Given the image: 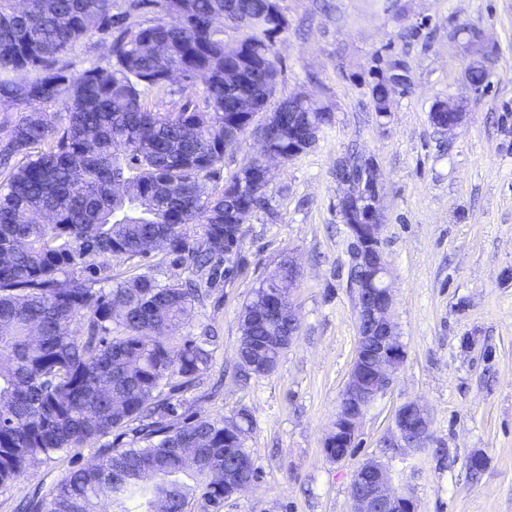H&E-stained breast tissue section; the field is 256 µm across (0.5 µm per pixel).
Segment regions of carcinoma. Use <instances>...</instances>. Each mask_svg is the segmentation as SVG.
Masks as SVG:
<instances>
[{"label":"carcinoma","instance_id":"obj_1","mask_svg":"<svg viewBox=\"0 0 512 512\" xmlns=\"http://www.w3.org/2000/svg\"><path fill=\"white\" fill-rule=\"evenodd\" d=\"M158 17L147 25L113 23L112 0H29L19 15L0 0V102L12 107L61 105L59 122L40 112L4 118L0 135V485L58 452L139 421V448L106 446L99 464L66 473L47 497L23 512H191L200 496L224 501L225 419H177L173 379L193 384L209 368L212 337L175 345L162 338L206 295L224 259L232 228L224 211L251 197L210 188L224 149L239 144L226 124L233 103L224 67L241 44L257 53L253 91L270 100L279 59L273 50L275 0H236L249 19L224 41V0H148ZM111 35L108 67L72 72L60 59L91 31ZM176 67L204 71L202 101L177 112H150L142 97L167 85ZM406 78L377 79L371 104L388 102ZM299 115L322 128L333 111L310 96L277 112L267 137L290 153L288 124ZM358 156L337 177L359 181ZM165 253L196 279L161 286L147 273L112 282V257ZM278 270L255 290L239 319L251 341L288 335V321L249 315L269 288H287ZM82 323L79 336L71 326Z\"/></svg>","mask_w":512,"mask_h":512}]
</instances>
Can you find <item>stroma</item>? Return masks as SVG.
Returning a JSON list of instances; mask_svg holds the SVG:
<instances>
[{
  "instance_id": "stroma-1",
  "label": "stroma",
  "mask_w": 512,
  "mask_h": 512,
  "mask_svg": "<svg viewBox=\"0 0 512 512\" xmlns=\"http://www.w3.org/2000/svg\"><path fill=\"white\" fill-rule=\"evenodd\" d=\"M287 26L274 38L280 60L274 98L312 93L336 120L316 144L276 166L269 207L248 215L227 273L170 333L178 343L213 335V362L173 393L182 416L248 414L245 447L255 482L219 506L191 512H351L355 471L375 459L418 512H512V0H278ZM480 31L492 48L489 86L468 95V55L453 28ZM402 63L407 85L388 117L371 107L376 75ZM202 82H173L143 95L151 112L179 111ZM467 97V117L448 135L433 104ZM370 158L381 184L380 249L395 294L405 350L388 391L368 409L353 451L333 462L332 429L358 336L349 231L338 213L336 168L350 153ZM298 276L291 298L300 334L276 369L244 375L239 313L284 262ZM113 280L149 273L159 285L190 272L173 257H114ZM416 399L430 415L422 448L392 446L394 414ZM137 422L52 455L0 485V512H18L32 491L48 494L98 450L130 447ZM481 454L472 471L468 459Z\"/></svg>"
}]
</instances>
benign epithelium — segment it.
<instances>
[{
  "label": "benign epithelium",
  "instance_id": "1",
  "mask_svg": "<svg viewBox=\"0 0 512 512\" xmlns=\"http://www.w3.org/2000/svg\"><path fill=\"white\" fill-rule=\"evenodd\" d=\"M245 85L244 68L224 71V87L238 91ZM433 109L448 115L446 132L451 134L467 115V100L456 98L438 101ZM236 111L246 121L255 119L259 107L254 96L246 93L239 95ZM319 133L320 129L307 124L291 128L293 151L302 154L311 149ZM256 140L262 156V163L256 172L258 190L254 195L257 196L270 184L271 163L281 161L283 157L268 147L264 137L258 135ZM343 197L357 199L360 210L368 219L366 224L347 225L354 258L351 274L359 273L364 280L376 281L379 288L366 293L359 283L350 280V287L356 294L357 320L366 322L368 330L357 336L356 352L336 409L334 429L324 441V454L333 462H341L347 457L366 411L389 389L395 372L405 358L393 321L395 297L391 284L385 282L389 272L376 236V231L381 229L377 208L380 185L376 168H371L367 184L360 188H348ZM257 210L259 207L249 204L234 212L224 213V220L234 222L235 233L239 236L246 215ZM394 426L399 447L422 448L429 440L430 417L426 408L416 400L407 401L397 409ZM350 496L352 512H417L413 497L393 489L389 470L376 461H367L359 467L350 486Z\"/></svg>",
  "mask_w": 512,
  "mask_h": 512
}]
</instances>
